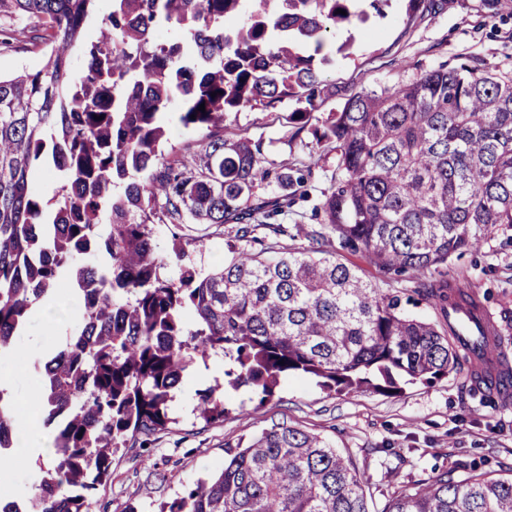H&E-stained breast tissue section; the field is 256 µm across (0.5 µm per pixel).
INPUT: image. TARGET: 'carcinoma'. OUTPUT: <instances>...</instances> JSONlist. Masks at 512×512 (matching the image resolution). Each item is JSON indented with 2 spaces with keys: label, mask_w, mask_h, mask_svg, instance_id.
<instances>
[{
  "label": "carcinoma",
  "mask_w": 512,
  "mask_h": 512,
  "mask_svg": "<svg viewBox=\"0 0 512 512\" xmlns=\"http://www.w3.org/2000/svg\"><path fill=\"white\" fill-rule=\"evenodd\" d=\"M94 2L0 0V50L42 57L0 75V358L23 351L34 305L63 277L88 296L36 379L58 443L29 496L38 512H92L113 450L164 428L199 362L224 360L228 385L262 400L296 372L391 392L402 376L456 371L448 309L480 301L448 282V258L512 227V76L462 65L378 91L324 88L328 35L385 16L390 0H112L89 40ZM323 93L342 106L319 118ZM288 98L301 103L283 115L290 138L308 133L336 158L316 207L323 223L307 231L275 223L294 199L254 196L269 176L263 139L224 137L229 113ZM173 109L200 135L191 167L161 150ZM47 163L60 180L45 200L33 175ZM161 214L234 224L241 239L262 229V249L170 276L153 239ZM336 243L381 272L427 276L416 293L445 322L408 314L399 291L374 287ZM223 394L219 382L196 393V410L224 416ZM161 512L371 510L352 457L283 422L228 445L216 475ZM383 512H512V478L471 463L396 492Z\"/></svg>",
  "instance_id": "carcinoma-1"
}]
</instances>
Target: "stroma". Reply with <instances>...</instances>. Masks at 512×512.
<instances>
[{
    "mask_svg": "<svg viewBox=\"0 0 512 512\" xmlns=\"http://www.w3.org/2000/svg\"><path fill=\"white\" fill-rule=\"evenodd\" d=\"M325 85L354 89L390 87L425 71L448 65L478 64L495 73H512V0H436L432 13L408 22L404 0H394L386 17H371L367 28L340 25L326 47ZM295 100L277 108L255 107L230 113L226 137L241 132L262 137L269 177L257 197L293 193L287 178L308 165V196L296 200L283 224L320 223L315 207L330 185L334 156L318 158L311 135L291 139L280 116L294 111ZM153 232L160 251L170 252L175 238H196L189 262L208 270L223 263L231 244L259 251L253 241L238 240L236 228L217 224H172L159 220ZM448 279L477 294L498 329V352L512 368V227L489 233L477 249L452 255ZM70 325L47 324L32 316L23 343L34 356L50 358ZM474 366L431 384H405L393 392L347 393L327 390L308 378L282 380L274 394L259 399L247 390H226L221 420L192 413L197 389L223 379L224 362H210L197 384L182 383L171 404L165 430L129 439L112 455V476L94 498L105 512H159L208 472L224 463V446L248 439L275 423L319 434L339 451L350 453L364 482L371 512H383L393 493L427 482L435 472L462 462L483 463L495 475L512 472V396L482 397L474 391Z\"/></svg>",
    "mask_w": 512,
    "mask_h": 512,
    "instance_id": "35a3bbf8",
    "label": "stroma"
}]
</instances>
